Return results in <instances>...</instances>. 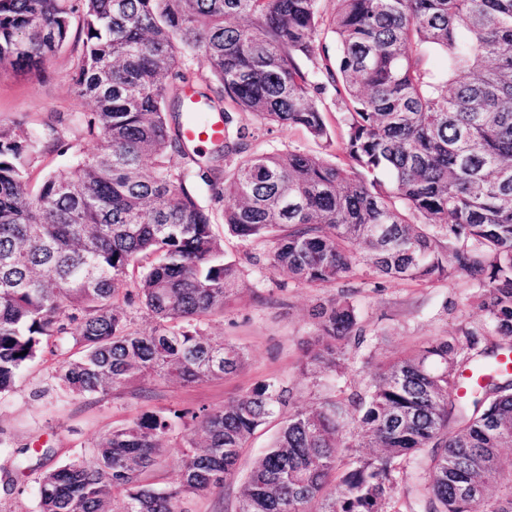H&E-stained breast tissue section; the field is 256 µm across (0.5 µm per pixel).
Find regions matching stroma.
Segmentation results:
<instances>
[{
	"label": "stroma",
	"instance_id": "35a3bbf8",
	"mask_svg": "<svg viewBox=\"0 0 512 512\" xmlns=\"http://www.w3.org/2000/svg\"><path fill=\"white\" fill-rule=\"evenodd\" d=\"M72 72L73 58L66 50L47 62L42 79L1 71L0 122H23L29 133L38 136L60 115L65 137L76 149L99 151V142L77 136L76 118L90 104L79 94ZM253 148L258 152L322 153L336 164L348 163L339 146L324 148L298 128H265ZM216 231L224 240L226 258L235 260L244 276L223 314L211 317L206 331L241 347L246 354L244 367L234 375L198 383L135 382L105 396L74 397L52 388L51 362L36 360L14 392L0 397V440L8 445L0 452V512H37L36 476L14 477L9 449L51 448L50 457L41 463L45 469L79 453L91 464L95 461L92 442L142 412L219 408L268 379L288 386L291 409H311L339 392L364 389L381 364L423 342L457 335L484 321L477 306L481 290L465 276L428 283L354 276L331 285L308 286L266 265L271 241L241 239L221 224ZM344 297L354 305L365 339L347 346L344 374L311 376L303 371L302 362L317 334L312 311L321 301ZM284 419L281 413L269 419L243 448L237 478L192 499L191 512H238L241 479L271 446ZM191 437L190 426L175 421L165 451L145 477L147 483L157 488L177 484ZM12 477L17 478V487L9 486Z\"/></svg>",
	"mask_w": 512,
	"mask_h": 512
}]
</instances>
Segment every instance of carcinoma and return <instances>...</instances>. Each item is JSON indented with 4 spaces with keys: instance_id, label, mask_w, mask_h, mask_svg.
Listing matches in <instances>:
<instances>
[{
    "instance_id": "carcinoma-1",
    "label": "carcinoma",
    "mask_w": 512,
    "mask_h": 512,
    "mask_svg": "<svg viewBox=\"0 0 512 512\" xmlns=\"http://www.w3.org/2000/svg\"><path fill=\"white\" fill-rule=\"evenodd\" d=\"M0 0V70L24 78L67 47L72 80L93 108L76 152L31 192L38 155L61 149L0 123V395L35 360L72 345L51 378L74 395L134 380L196 383L237 373L239 346L204 321L224 312L241 277L224 257L214 214L197 200V165L223 221L243 239L273 241L267 265L305 285L359 271L432 282L464 275L483 288L485 325L431 340L379 368L364 391L288 416L241 483L238 512H395L403 486L417 512H512V0ZM247 17L248 25L232 19ZM332 33V38L324 37ZM440 52L446 66L428 67ZM202 56L205 90L224 139L193 157L187 57ZM344 103L350 165L299 151L256 153L258 127L230 113L298 127L325 146L320 106ZM234 161L232 173L226 162ZM145 311L151 334L132 329ZM304 370L340 373L363 342L354 306L321 303ZM497 366L459 394L463 375ZM265 381L223 407L144 412L37 477V512H188L184 504L237 474L242 449L288 402ZM193 426L179 483L145 484L173 419ZM355 432L343 436L347 420ZM16 451L15 469L34 455ZM482 485L466 497L461 488Z\"/></svg>"
}]
</instances>
